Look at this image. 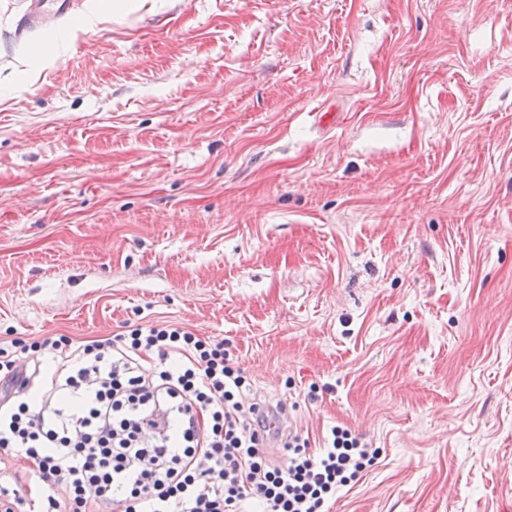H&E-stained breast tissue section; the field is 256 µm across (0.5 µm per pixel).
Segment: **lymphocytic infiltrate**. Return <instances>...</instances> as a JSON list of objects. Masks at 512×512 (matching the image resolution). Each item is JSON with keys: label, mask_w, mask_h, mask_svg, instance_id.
<instances>
[{"label": "lymphocytic infiltrate", "mask_w": 512, "mask_h": 512, "mask_svg": "<svg viewBox=\"0 0 512 512\" xmlns=\"http://www.w3.org/2000/svg\"><path fill=\"white\" fill-rule=\"evenodd\" d=\"M27 352L53 367L32 378ZM286 416L257 401L223 341L177 322L12 339L0 344V455H23L42 484L26 502L1 487L0 512H325L380 451L339 426L312 448ZM47 484L68 486V505Z\"/></svg>", "instance_id": "obj_1"}]
</instances>
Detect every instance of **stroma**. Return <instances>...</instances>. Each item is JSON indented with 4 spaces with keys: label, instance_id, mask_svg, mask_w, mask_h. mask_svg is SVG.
Returning a JSON list of instances; mask_svg holds the SVG:
<instances>
[{
    "label": "stroma",
    "instance_id": "obj_1",
    "mask_svg": "<svg viewBox=\"0 0 512 512\" xmlns=\"http://www.w3.org/2000/svg\"><path fill=\"white\" fill-rule=\"evenodd\" d=\"M27 9L0 340L182 323L310 439L379 448L328 512H512V0H112L73 37Z\"/></svg>",
    "mask_w": 512,
    "mask_h": 512
}]
</instances>
